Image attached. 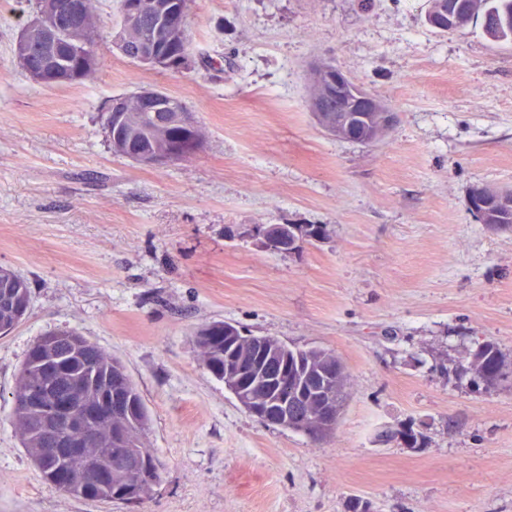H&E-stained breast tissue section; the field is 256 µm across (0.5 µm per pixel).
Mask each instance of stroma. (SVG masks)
Wrapping results in <instances>:
<instances>
[{
	"mask_svg": "<svg viewBox=\"0 0 512 512\" xmlns=\"http://www.w3.org/2000/svg\"><path fill=\"white\" fill-rule=\"evenodd\" d=\"M98 0L94 79L31 82L13 48L34 0H0V269L28 284L0 336V512H512V360L497 384L464 369L475 342L512 350V231L467 209L512 190V44L473 24L440 34L428 0H193L182 72L112 42ZM329 63L398 114L373 144L334 138L308 84ZM154 86L205 130L190 159L115 155L114 97ZM271 224H322L293 253ZM242 334L341 359L335 430L315 442L261 422L201 365L194 332ZM76 330L118 359L164 465L141 502L86 501L48 483L10 415L44 334ZM413 429L421 448L380 435ZM263 237L266 247L275 245L276 251L282 253L295 252L299 247L298 243L300 240L297 237L296 231L289 232L287 230H282L281 228L268 225L263 230Z\"/></svg>",
	"mask_w": 512,
	"mask_h": 512,
	"instance_id": "stroma-1",
	"label": "stroma"
}]
</instances>
